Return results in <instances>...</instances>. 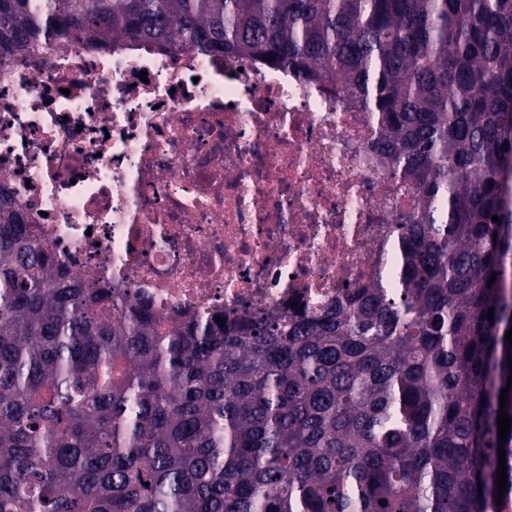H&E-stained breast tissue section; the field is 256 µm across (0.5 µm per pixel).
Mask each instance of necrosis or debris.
Segmentation results:
<instances>
[{
    "label": "necrosis or debris",
    "mask_w": 512,
    "mask_h": 512,
    "mask_svg": "<svg viewBox=\"0 0 512 512\" xmlns=\"http://www.w3.org/2000/svg\"><path fill=\"white\" fill-rule=\"evenodd\" d=\"M375 136L330 85L221 53L0 62V189L70 275L165 319L291 315L383 274L416 197Z\"/></svg>",
    "instance_id": "obj_1"
}]
</instances>
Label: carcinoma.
I'll return each mask as SVG.
<instances>
[{
	"label": "carcinoma",
	"instance_id": "obj_1",
	"mask_svg": "<svg viewBox=\"0 0 512 512\" xmlns=\"http://www.w3.org/2000/svg\"><path fill=\"white\" fill-rule=\"evenodd\" d=\"M116 38L334 83L417 205L385 278L220 325L72 277L1 193L0 512H500L512 0H0L1 59Z\"/></svg>",
	"mask_w": 512,
	"mask_h": 512
}]
</instances>
